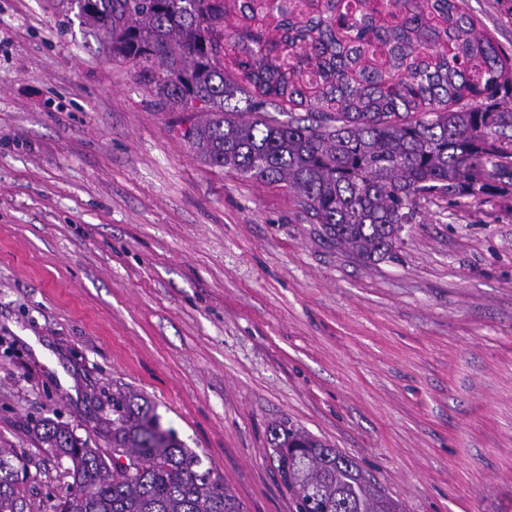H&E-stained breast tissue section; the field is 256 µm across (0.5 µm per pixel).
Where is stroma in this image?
<instances>
[{
	"label": "stroma",
	"instance_id": "stroma-1",
	"mask_svg": "<svg viewBox=\"0 0 512 512\" xmlns=\"http://www.w3.org/2000/svg\"><path fill=\"white\" fill-rule=\"evenodd\" d=\"M512 55V0H466ZM159 63L70 0H0V446L55 512L72 481L29 417L108 447L133 390L244 512H295L286 420L405 512H512V183L420 200L364 263L284 189L208 166Z\"/></svg>",
	"mask_w": 512,
	"mask_h": 512
}]
</instances>
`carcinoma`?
Segmentation results:
<instances>
[{
	"label": "carcinoma",
	"instance_id": "1",
	"mask_svg": "<svg viewBox=\"0 0 512 512\" xmlns=\"http://www.w3.org/2000/svg\"><path fill=\"white\" fill-rule=\"evenodd\" d=\"M76 2L117 53L161 61L158 93L205 112L184 136L206 164L286 189L304 219L363 262L392 254L418 200L479 199L493 188L486 171L512 180V56L465 0ZM239 94L243 108L231 103ZM31 432L69 463L57 512H242L223 475L200 469L125 393L112 394L110 454L59 420ZM269 443L296 512H402L310 433L281 421ZM19 462L0 448V512L30 508L16 491Z\"/></svg>",
	"mask_w": 512,
	"mask_h": 512
}]
</instances>
